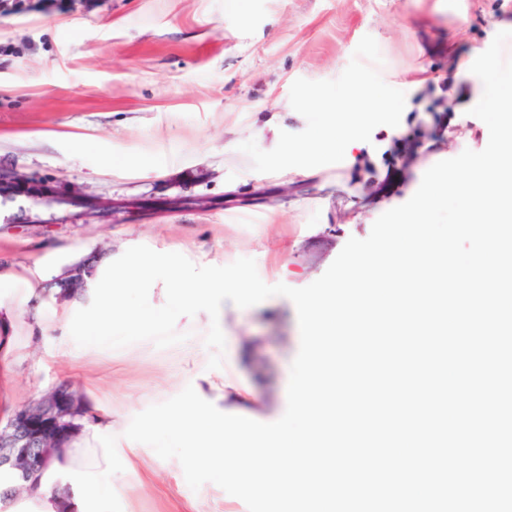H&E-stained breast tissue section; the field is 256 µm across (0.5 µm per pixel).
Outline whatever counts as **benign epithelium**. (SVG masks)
Instances as JSON below:
<instances>
[{
  "mask_svg": "<svg viewBox=\"0 0 512 512\" xmlns=\"http://www.w3.org/2000/svg\"><path fill=\"white\" fill-rule=\"evenodd\" d=\"M7 189L17 194L49 197L54 188L45 183L12 181ZM82 409L79 396L62 385L37 403L16 409L0 426V466L29 481L57 458L76 437L66 419Z\"/></svg>",
  "mask_w": 512,
  "mask_h": 512,
  "instance_id": "7a95c632",
  "label": "benign epithelium"
}]
</instances>
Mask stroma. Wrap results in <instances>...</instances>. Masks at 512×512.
<instances>
[{
	"mask_svg": "<svg viewBox=\"0 0 512 512\" xmlns=\"http://www.w3.org/2000/svg\"><path fill=\"white\" fill-rule=\"evenodd\" d=\"M512 31V0H6L0 7V172L58 188L54 200L0 194V307L16 311L10 335L12 408L66 384L84 406L112 417L120 464L99 493L109 512H248L206 483L192 490L177 460L124 436L132 417L209 378L224 389L235 369L262 414L287 399L300 336L288 298L220 311L226 340L260 349L248 362L223 352L208 369V314L185 324L184 343L59 353L53 326L74 298L60 271L107 267L120 249L178 247L199 266L254 259L269 285L318 279L349 238L416 192L427 164L483 150L484 123L470 110L483 94L469 62ZM380 49L379 72L403 91L398 126L337 164L253 170L242 142L272 150L262 126L278 115L298 133L291 106L299 78L331 80L363 36ZM422 141L403 166L397 141ZM43 276L37 312L48 333L19 317L32 271Z\"/></svg>",
	"mask_w": 512,
	"mask_h": 512,
	"instance_id": "obj_1",
	"label": "stroma"
}]
</instances>
